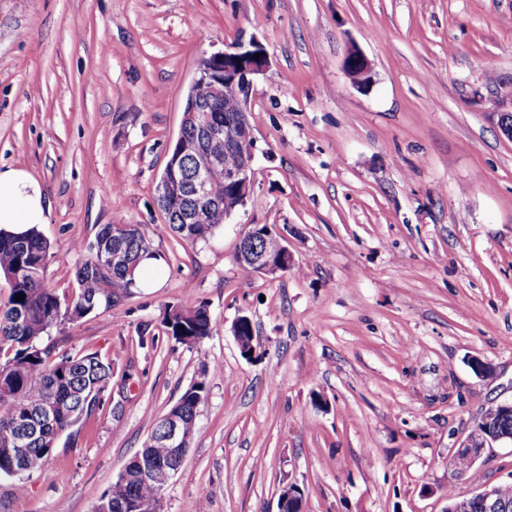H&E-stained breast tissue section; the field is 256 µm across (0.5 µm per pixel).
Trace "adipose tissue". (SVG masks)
Wrapping results in <instances>:
<instances>
[{
    "label": "adipose tissue",
    "instance_id": "adipose-tissue-1",
    "mask_svg": "<svg viewBox=\"0 0 512 512\" xmlns=\"http://www.w3.org/2000/svg\"><path fill=\"white\" fill-rule=\"evenodd\" d=\"M50 204L41 183L25 168L0 169V231L21 236L47 223Z\"/></svg>",
    "mask_w": 512,
    "mask_h": 512
}]
</instances>
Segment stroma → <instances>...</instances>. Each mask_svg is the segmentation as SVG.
Returning <instances> with one entry per match:
<instances>
[{
	"label": "stroma",
	"mask_w": 512,
	"mask_h": 512,
	"mask_svg": "<svg viewBox=\"0 0 512 512\" xmlns=\"http://www.w3.org/2000/svg\"><path fill=\"white\" fill-rule=\"evenodd\" d=\"M250 39L269 58L254 192L191 247L156 185L199 59ZM353 47L364 88L343 68ZM510 112L512 0H0V166L46 191L47 286L72 299L76 244L103 224L139 225L166 259L162 287L52 331L55 353L111 360L112 389L24 492L0 479V512H93L205 364L164 512H277L289 483L305 512H448L512 482V447L487 449L476 481L450 465L512 396ZM253 224L287 230L288 273L237 263ZM176 304L207 305L213 335L167 336ZM343 66L349 72H354L352 75L348 73V76L357 87H359V82L362 81V78L369 74L370 71L367 58L357 48H351L349 50Z\"/></svg>",
	"instance_id": "stroma-1"
}]
</instances>
